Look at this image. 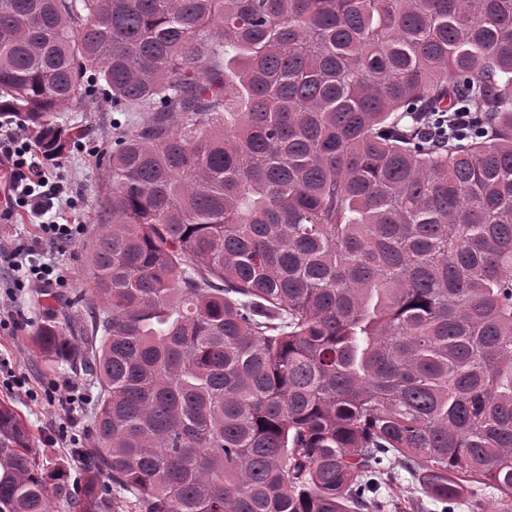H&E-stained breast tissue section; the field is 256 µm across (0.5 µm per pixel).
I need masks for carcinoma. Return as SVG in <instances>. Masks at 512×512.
<instances>
[{
  "mask_svg": "<svg viewBox=\"0 0 512 512\" xmlns=\"http://www.w3.org/2000/svg\"><path fill=\"white\" fill-rule=\"evenodd\" d=\"M89 99L84 493L3 400L0 512H512V0H0V115L57 160Z\"/></svg>",
  "mask_w": 512,
  "mask_h": 512,
  "instance_id": "1",
  "label": "carcinoma"
}]
</instances>
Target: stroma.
<instances>
[{"label": "stroma", "instance_id": "stroma-1", "mask_svg": "<svg viewBox=\"0 0 512 512\" xmlns=\"http://www.w3.org/2000/svg\"><path fill=\"white\" fill-rule=\"evenodd\" d=\"M61 120L81 122L88 127V148L71 150L51 171L57 175L65 196L77 199L76 209L63 210L61 218L83 224L76 242L64 245L55 261L69 281V293L88 290L90 280L89 248L99 229L97 193L107 184V167L94 153V146L112 140V110L97 102L87 111L64 112ZM46 245L38 224L22 208H15L9 223L0 222V400L11 401L30 423L34 434L33 448L47 469L50 483L65 485L73 494L84 487L85 461L75 448L59 438L68 431L89 446L95 387L64 368H52L33 351L32 336L43 324L56 322L64 330L75 331L85 322L84 308H71L65 297L48 302L32 290L14 295L10 292L12 272L9 268L14 252L40 253ZM76 387L85 400L73 410L62 408L58 400L67 387Z\"/></svg>", "mask_w": 512, "mask_h": 512}]
</instances>
